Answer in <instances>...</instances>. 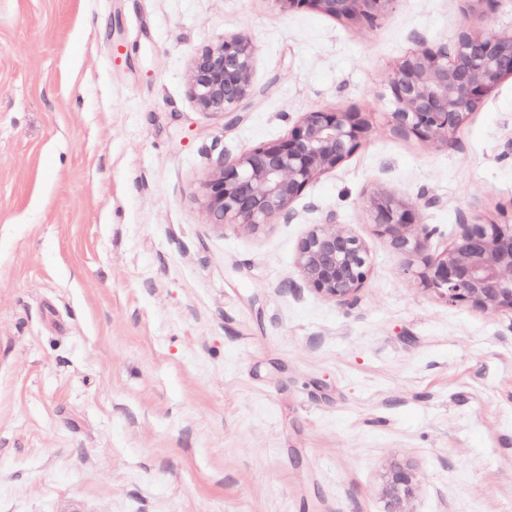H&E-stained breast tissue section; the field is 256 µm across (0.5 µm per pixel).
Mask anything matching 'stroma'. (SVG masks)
<instances>
[{"label":"stroma","mask_w":512,"mask_h":512,"mask_svg":"<svg viewBox=\"0 0 512 512\" xmlns=\"http://www.w3.org/2000/svg\"><path fill=\"white\" fill-rule=\"evenodd\" d=\"M512 29V0H392L373 28L270 0H0V512H512V312L452 306L379 237L368 201L512 224V77L448 145L395 133L391 66L462 28ZM244 34L234 123L190 93L202 47ZM315 109L371 133L250 233L200 217L219 158ZM366 245L350 305L302 287L327 213ZM416 487L417 483L412 473L402 469L393 470L385 491L388 500L385 512H409L406 506L414 496Z\"/></svg>","instance_id":"stroma-1"}]
</instances>
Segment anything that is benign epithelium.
<instances>
[{"mask_svg": "<svg viewBox=\"0 0 512 512\" xmlns=\"http://www.w3.org/2000/svg\"><path fill=\"white\" fill-rule=\"evenodd\" d=\"M281 11L309 10L350 26H372L391 0H271ZM255 48L245 35L202 48L191 64L190 91L206 112L230 116L253 93ZM512 76V30L484 36L461 29L449 45L418 48L394 63L386 81L387 123L401 135L448 144L498 83ZM372 128L364 112L316 109L288 135L259 143L219 163L204 181L200 209L206 223L255 231L293 217L292 204L319 175L354 155ZM413 203L388 194L371 198L377 235L407 256L423 287L450 305L512 312V224L479 222L464 215L460 231L435 257L428 255L436 229L421 210L436 204L421 195ZM297 263L303 285L323 298L350 305L367 283L371 262L364 242L329 214L301 240ZM417 483L397 469L386 487L385 512H408Z\"/></svg>", "mask_w": 512, "mask_h": 512, "instance_id": "obj_1", "label": "benign epithelium"}]
</instances>
